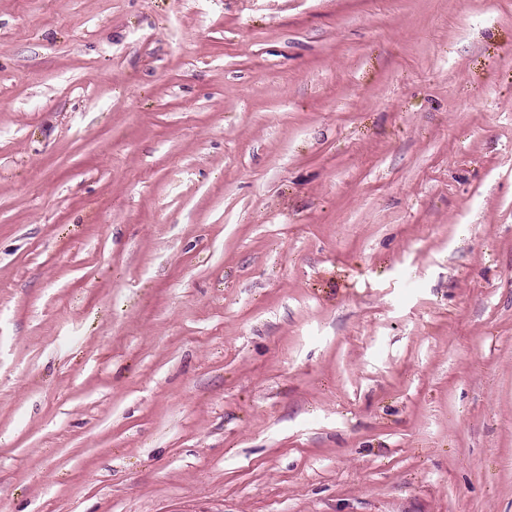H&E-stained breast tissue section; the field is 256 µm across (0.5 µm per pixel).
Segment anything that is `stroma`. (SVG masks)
<instances>
[{"label":"stroma","mask_w":512,"mask_h":512,"mask_svg":"<svg viewBox=\"0 0 512 512\" xmlns=\"http://www.w3.org/2000/svg\"><path fill=\"white\" fill-rule=\"evenodd\" d=\"M0 512H512V0H0Z\"/></svg>","instance_id":"35a3bbf8"}]
</instances>
